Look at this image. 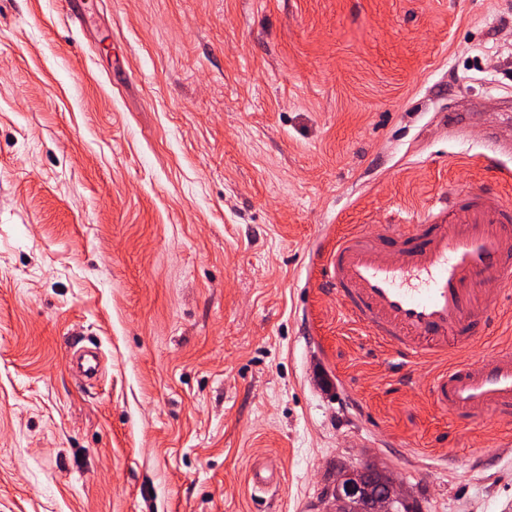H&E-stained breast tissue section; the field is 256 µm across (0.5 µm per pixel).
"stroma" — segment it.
<instances>
[{
    "label": "stroma",
    "mask_w": 512,
    "mask_h": 512,
    "mask_svg": "<svg viewBox=\"0 0 512 512\" xmlns=\"http://www.w3.org/2000/svg\"><path fill=\"white\" fill-rule=\"evenodd\" d=\"M494 134L512 0H0V512H323L369 458L512 512V417L437 411L318 286L352 226L512 203Z\"/></svg>",
    "instance_id": "1"
}]
</instances>
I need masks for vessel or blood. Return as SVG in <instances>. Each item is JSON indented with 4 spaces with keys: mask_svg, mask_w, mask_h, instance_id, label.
Wrapping results in <instances>:
<instances>
[{
    "mask_svg": "<svg viewBox=\"0 0 512 512\" xmlns=\"http://www.w3.org/2000/svg\"><path fill=\"white\" fill-rule=\"evenodd\" d=\"M321 273L368 335L432 367L440 410L512 416V346L470 354L512 292V203L462 191L420 223L362 227L336 238Z\"/></svg>",
    "mask_w": 512,
    "mask_h": 512,
    "instance_id": "b4317fda",
    "label": "vessel or blood"
}]
</instances>
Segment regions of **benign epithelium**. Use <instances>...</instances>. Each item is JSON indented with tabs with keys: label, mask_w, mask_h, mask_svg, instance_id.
<instances>
[{
	"label": "benign epithelium",
	"mask_w": 512,
	"mask_h": 512,
	"mask_svg": "<svg viewBox=\"0 0 512 512\" xmlns=\"http://www.w3.org/2000/svg\"><path fill=\"white\" fill-rule=\"evenodd\" d=\"M322 499L325 512H348L353 504L358 512H424L422 502L404 490L387 467L372 459L336 471Z\"/></svg>",
	"instance_id": "obj_1"
}]
</instances>
